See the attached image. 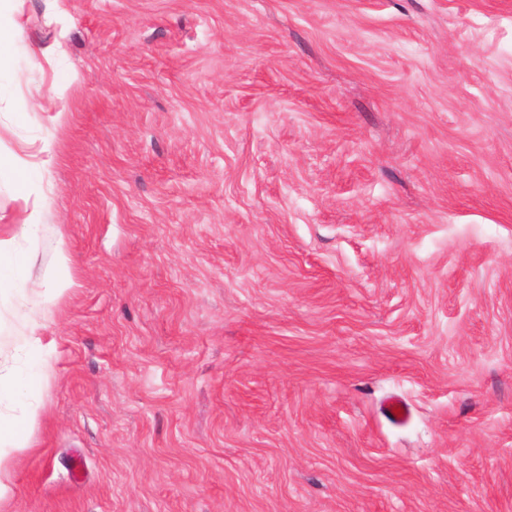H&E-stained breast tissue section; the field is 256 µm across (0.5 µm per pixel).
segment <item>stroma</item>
<instances>
[{
  "label": "stroma",
  "instance_id": "1",
  "mask_svg": "<svg viewBox=\"0 0 512 512\" xmlns=\"http://www.w3.org/2000/svg\"><path fill=\"white\" fill-rule=\"evenodd\" d=\"M11 6L0 512H512V0ZM33 162L16 154H3L0 147V181L6 175L21 195L29 191V173ZM10 245L11 240L0 238V295L3 289H18L24 284L30 264V257L26 253L16 251L12 256L10 274L3 276L1 271V256L2 252L8 251ZM56 263L58 272L43 294L44 302L46 303H52L57 300L71 286V279L68 275V255L63 240H59L57 244ZM35 413L27 410L22 420H4L0 415V498L10 492V485L4 481L2 472V463L4 458L12 450L26 448L27 429L34 421Z\"/></svg>",
  "mask_w": 512,
  "mask_h": 512
}]
</instances>
